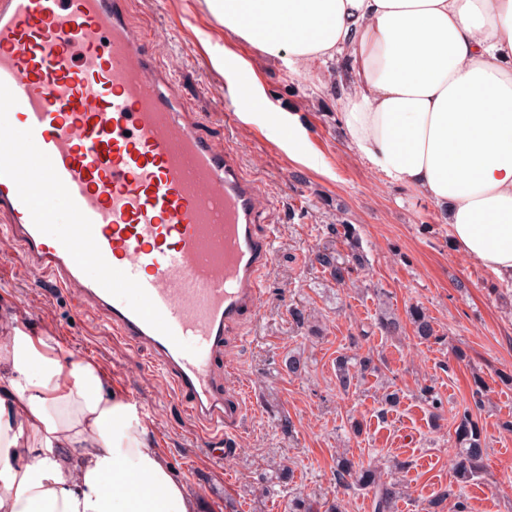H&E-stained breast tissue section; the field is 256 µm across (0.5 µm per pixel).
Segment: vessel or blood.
Listing matches in <instances>:
<instances>
[{
  "label": "vessel or blood",
  "instance_id": "vessel-or-blood-1",
  "mask_svg": "<svg viewBox=\"0 0 512 512\" xmlns=\"http://www.w3.org/2000/svg\"><path fill=\"white\" fill-rule=\"evenodd\" d=\"M129 0H0V241L24 277L147 350L214 451L245 403L229 331L256 315L277 229L263 185L182 99ZM68 206L58 235L50 198Z\"/></svg>",
  "mask_w": 512,
  "mask_h": 512
}]
</instances>
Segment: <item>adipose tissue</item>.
<instances>
[{
	"instance_id": "1",
	"label": "adipose tissue",
	"mask_w": 512,
	"mask_h": 512,
	"mask_svg": "<svg viewBox=\"0 0 512 512\" xmlns=\"http://www.w3.org/2000/svg\"><path fill=\"white\" fill-rule=\"evenodd\" d=\"M272 57L349 59L339 123L421 192L455 245L512 281V0H209ZM99 369L55 336L0 343V512H197Z\"/></svg>"
}]
</instances>
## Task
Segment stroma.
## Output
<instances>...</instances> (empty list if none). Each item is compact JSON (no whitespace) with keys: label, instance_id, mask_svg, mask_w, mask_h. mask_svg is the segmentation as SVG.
Here are the masks:
<instances>
[{"label":"stroma","instance_id":"35a3bbf8","mask_svg":"<svg viewBox=\"0 0 512 512\" xmlns=\"http://www.w3.org/2000/svg\"><path fill=\"white\" fill-rule=\"evenodd\" d=\"M131 22L147 32L164 30L179 58V89L211 132L241 149L245 171L267 189L269 204L259 231L278 227V251L266 272L258 317L246 318L228 341L226 380L242 393L248 415L238 427L235 453L214 458L198 425L173 398L168 381L149 372L146 351L114 336L101 315L76 312L60 291L44 293L21 275L19 250L0 253V309L21 318L27 308L46 311L45 326L66 333L63 355L86 356L119 395L132 394L149 408L148 439L203 502V512H288L294 497L339 503L343 512H372V496L336 482V458L365 463L409 462L406 492L397 512H421L437 492L455 487L448 468L453 443L451 414L471 408L474 376L486 383L478 418L488 446L484 471L464 489L469 512H512V386L499 374L512 371V284L490 275L452 246L448 226L417 191L392 183L342 134L339 89L323 64L299 76L295 63L271 58L226 35L208 0H130ZM246 61L256 77L263 107L224 123L216 86L224 54ZM295 125L300 149L288 142ZM354 225L368 265L339 287L309 262L312 249L329 239L336 222ZM420 305L434 319L436 338L419 343L411 328L397 336L376 326L382 312L405 316ZM311 311L323 329L306 335L292 319L294 307ZM466 352L456 362L455 349ZM298 353L301 375L287 373L284 360ZM372 357L377 375L350 390L339 388V354ZM434 387L446 414L433 425L420 397ZM396 390L401 402L385 410L383 396ZM363 422L353 434L351 420ZM285 462L290 482L273 478L271 465ZM268 491L256 497L260 480Z\"/></svg>","mask_w":512,"mask_h":512}]
</instances>
